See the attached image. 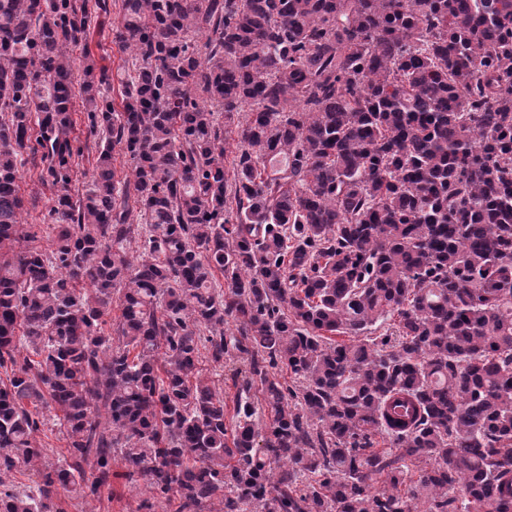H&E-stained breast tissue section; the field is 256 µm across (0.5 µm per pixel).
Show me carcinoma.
<instances>
[{"instance_id": "carcinoma-1", "label": "carcinoma", "mask_w": 512, "mask_h": 512, "mask_svg": "<svg viewBox=\"0 0 512 512\" xmlns=\"http://www.w3.org/2000/svg\"><path fill=\"white\" fill-rule=\"evenodd\" d=\"M108 13L0 0V512L117 455L175 512H512V0H120V111L90 51L74 80ZM202 347L243 360L231 409ZM88 148L84 149V155L79 159L78 166L75 168L73 182L71 184L72 193L77 189H81L90 179L92 171L94 170V158L96 156V148L92 141L87 142ZM40 169L27 165L22 169L21 186L24 193L25 224H30V231L36 234V239L31 244L42 250H50L51 241L47 238L48 224H53L51 209L54 206L56 190L50 185H42L38 180ZM43 433H40L38 439L40 443L47 445V461L56 462L61 452L65 448V441L62 439V434L59 429L53 426L52 421L43 428Z\"/></svg>"}]
</instances>
